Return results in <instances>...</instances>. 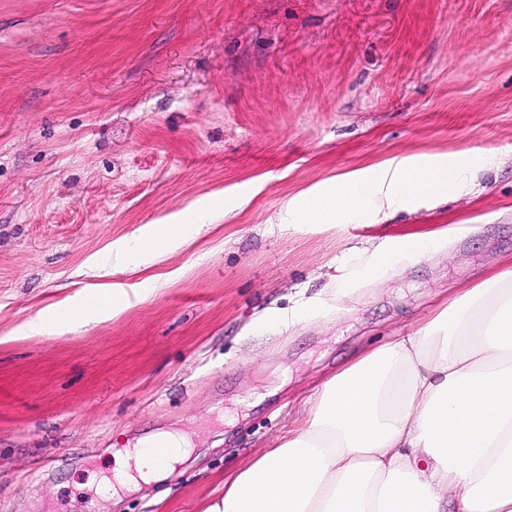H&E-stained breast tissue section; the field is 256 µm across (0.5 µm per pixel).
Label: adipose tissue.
Here are the masks:
<instances>
[{"instance_id": "adipose-tissue-1", "label": "adipose tissue", "mask_w": 512, "mask_h": 512, "mask_svg": "<svg viewBox=\"0 0 512 512\" xmlns=\"http://www.w3.org/2000/svg\"><path fill=\"white\" fill-rule=\"evenodd\" d=\"M330 192L303 194L300 224L406 209L468 193L474 171L381 163ZM188 435H145L117 457L111 486L169 477ZM205 512H512V264L457 289L414 333L362 350L320 386L275 447L224 481Z\"/></svg>"}]
</instances>
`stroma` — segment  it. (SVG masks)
Wrapping results in <instances>:
<instances>
[{
	"label": "stroma",
	"instance_id": "obj_1",
	"mask_svg": "<svg viewBox=\"0 0 512 512\" xmlns=\"http://www.w3.org/2000/svg\"><path fill=\"white\" fill-rule=\"evenodd\" d=\"M460 155L470 193L280 221L340 175ZM194 205L189 244L113 269ZM511 256L512 0H0V512H204L328 373ZM159 430L189 460L101 499L115 450ZM399 248L413 258L423 257L434 251V237L430 233L413 235L403 240Z\"/></svg>",
	"mask_w": 512,
	"mask_h": 512
}]
</instances>
